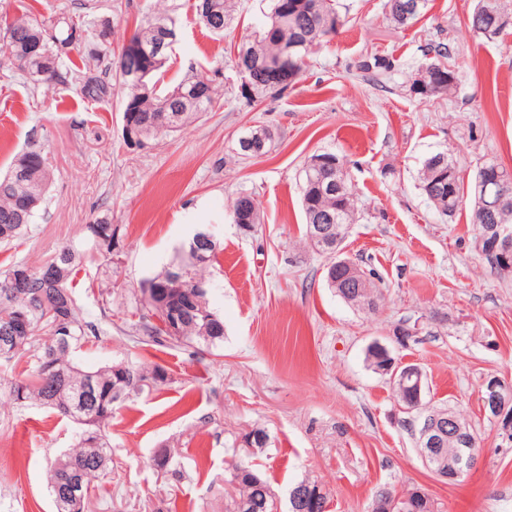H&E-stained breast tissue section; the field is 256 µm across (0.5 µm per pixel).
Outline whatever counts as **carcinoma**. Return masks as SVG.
I'll return each mask as SVG.
<instances>
[{"instance_id":"obj_1","label":"carcinoma","mask_w":512,"mask_h":512,"mask_svg":"<svg viewBox=\"0 0 512 512\" xmlns=\"http://www.w3.org/2000/svg\"><path fill=\"white\" fill-rule=\"evenodd\" d=\"M295 7L283 10L281 0H269L268 11L257 28L237 46L246 55H235L236 68L246 75L248 87L257 93L279 92L288 87V76H297L306 57L329 43L344 24L336 9V0H292ZM427 0H386L384 8L390 22L403 27L426 7ZM200 20L215 33H221L234 20V0H197ZM504 13L499 0H477L469 18L476 37L492 41L505 28L499 23ZM177 20L169 13H149L144 23L131 36L139 47L142 70L149 72L144 88L125 75L120 63L99 73L67 65L70 53H58L57 43L70 41L80 33L81 43L89 46L88 59L100 61L108 39L107 26L97 25L87 14H71L53 10L49 14L27 11L10 15L0 11V41L10 55L9 70L34 82L47 85L69 84V78L83 73L79 95L94 104L107 103L112 89H124L123 116H131L140 125L152 124L165 114L171 135L208 112L221 108V98L213 79L197 72L171 88H161L156 75L168 62L169 46L176 39ZM44 38L50 56L46 58L51 73L38 76L41 64L25 62L20 56L27 38ZM292 48V59L277 70L283 50ZM448 45L433 43L424 59L413 69L410 90L421 100L453 97L458 89V71L448 69ZM392 63L381 57L359 61L358 69L373 77L388 72ZM276 133L268 125L248 130L238 140L237 154L243 159L260 158L273 147ZM327 153L307 158L301 170L300 192L305 225L325 223L332 216V236L343 244L356 219V196L348 172L343 167L317 166L314 161ZM512 185V172L494 161L483 163L471 183L474 224H498L512 233V191L501 196L496 177ZM52 175L43 155L37 151L19 154L9 172L0 177V243L9 244L33 222L35 212L28 211L33 202L44 203ZM419 189L434 208L443 215L454 214L464 201L465 173L457 159L446 151L426 157L418 174ZM232 220L236 224L261 223L257 200L250 194H239L232 203ZM83 243L66 244L49 258L44 267L56 265L54 278L42 276L43 267L34 269L24 261L12 264L0 274V360L11 361L29 354L30 369L18 373L10 382V396L19 404L35 403L53 410L58 416L81 427L76 444L61 454L48 475L56 512H83L91 483L104 474L112 463L109 428L112 418L131 395L144 389H158L167 384L168 372L155 363L129 360L113 361L95 370H84L72 360L78 345L99 336L96 325L85 321L72 293L77 275L93 260L88 246L97 235L109 242L100 253L112 258L117 240V225L108 217L96 219L84 228ZM216 256L207 254L200 263L168 269L143 281L141 285L140 321L135 324L133 342L146 344L169 342L176 345L205 344L214 346L224 340V321L213 310L205 293H198L193 283L204 282L205 270ZM168 289L173 295L148 298L146 291ZM174 310L182 318L181 333L169 335L161 326L146 321L161 317L165 309ZM470 442L459 437H443L437 449V464L448 470L456 449L479 448L469 424L459 419ZM270 435L263 428H253L241 437V446L233 449L241 458L232 465L224 495V512H275V500L268 481L251 464L250 457L267 447ZM403 512H438L434 499L413 490L403 494Z\"/></svg>"}]
</instances>
